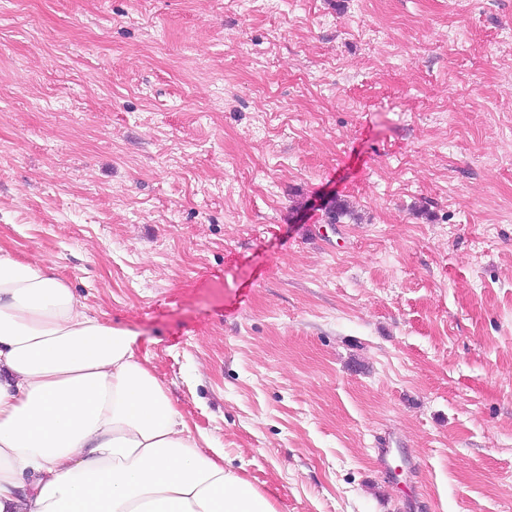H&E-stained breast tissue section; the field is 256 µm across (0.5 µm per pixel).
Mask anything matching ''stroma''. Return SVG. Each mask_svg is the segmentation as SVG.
Segmentation results:
<instances>
[{
  "label": "stroma",
  "mask_w": 512,
  "mask_h": 512,
  "mask_svg": "<svg viewBox=\"0 0 512 512\" xmlns=\"http://www.w3.org/2000/svg\"><path fill=\"white\" fill-rule=\"evenodd\" d=\"M0 244L276 512H512V0H0Z\"/></svg>",
  "instance_id": "1"
}]
</instances>
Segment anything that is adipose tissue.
<instances>
[{"instance_id":"obj_1","label":"adipose tissue","mask_w":512,"mask_h":512,"mask_svg":"<svg viewBox=\"0 0 512 512\" xmlns=\"http://www.w3.org/2000/svg\"><path fill=\"white\" fill-rule=\"evenodd\" d=\"M139 347L0 247V512H275Z\"/></svg>"}]
</instances>
